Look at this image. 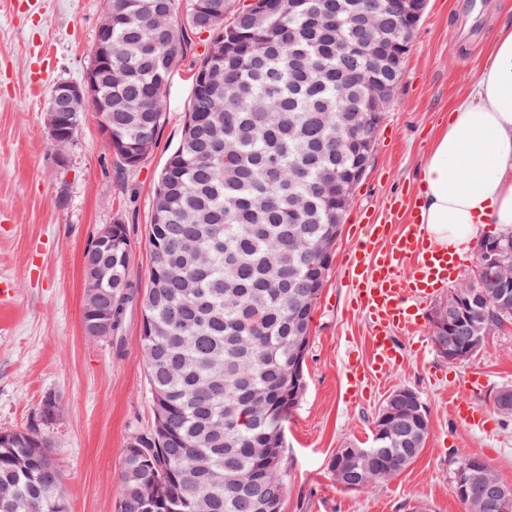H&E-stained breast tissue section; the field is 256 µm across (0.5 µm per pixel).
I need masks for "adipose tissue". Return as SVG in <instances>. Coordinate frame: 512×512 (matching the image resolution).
I'll list each match as a JSON object with an SVG mask.
<instances>
[{
  "label": "adipose tissue",
  "mask_w": 512,
  "mask_h": 512,
  "mask_svg": "<svg viewBox=\"0 0 512 512\" xmlns=\"http://www.w3.org/2000/svg\"><path fill=\"white\" fill-rule=\"evenodd\" d=\"M417 210L431 241L466 259L486 231L512 236V23L438 126L421 166Z\"/></svg>",
  "instance_id": "ef3b65f1"
}]
</instances>
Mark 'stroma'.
Listing matches in <instances>:
<instances>
[{
	"label": "stroma",
	"instance_id": "obj_1",
	"mask_svg": "<svg viewBox=\"0 0 512 512\" xmlns=\"http://www.w3.org/2000/svg\"><path fill=\"white\" fill-rule=\"evenodd\" d=\"M493 2L482 0L474 22L460 0H428L417 26L313 315L306 392L283 424L288 494L282 512H413L419 505L465 512L451 492L453 462L462 451L491 462L512 484V416L492 403L494 391L512 386V331L489 334L471 359L450 362L428 343L424 328V347L407 346L376 395L351 397L346 379L349 358L361 361L370 351L368 322L349 307L342 268L344 253L356 244L350 227L366 213L381 224L408 223L433 133L486 62ZM102 12L103 0H0V431L33 428L49 441L69 512H115L122 452L153 423L140 310L127 318L123 354L83 331L84 252L104 225H125L129 276L148 287L154 185L180 138L191 94L189 67L179 65L156 145L138 167L118 166L91 112L74 142L57 149L46 124L50 92L58 82L83 80ZM462 375L476 378L467 397L489 416L491 428L455 423L448 397ZM400 386L417 391L429 409L423 452L371 489L337 485L329 466L336 449L369 447L379 409ZM48 395L61 414L45 422L39 407Z\"/></svg>",
	"mask_w": 512,
	"mask_h": 512
}]
</instances>
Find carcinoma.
I'll return each instance as SVG.
<instances>
[{"label":"carcinoma","instance_id":"carcinoma-1","mask_svg":"<svg viewBox=\"0 0 512 512\" xmlns=\"http://www.w3.org/2000/svg\"><path fill=\"white\" fill-rule=\"evenodd\" d=\"M366 0H105L112 56L103 62L92 111L112 155L134 168L156 145L166 82L203 32L193 98L180 139L161 170L147 245L153 266L144 294L128 275L126 226L112 246L90 254L99 266L82 323L120 329L142 296L140 349L154 412L152 431L123 449L116 512H281L288 493L282 423L306 389L311 323L329 277L346 210L336 183L358 184L361 136L381 119L359 108L365 84L397 90L389 64L366 68L347 42ZM232 12L229 22L224 15ZM348 85L351 108L336 84ZM474 285L448 295L453 331L512 326V237L478 248ZM429 423L408 420L372 442L347 470L367 490L397 476L421 454ZM0 439V512H69L59 470L35 430ZM494 466L462 453L454 472ZM472 512H499L480 480Z\"/></svg>","mask_w":512,"mask_h":512}]
</instances>
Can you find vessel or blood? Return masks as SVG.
Segmentation results:
<instances>
[{"mask_svg": "<svg viewBox=\"0 0 512 512\" xmlns=\"http://www.w3.org/2000/svg\"><path fill=\"white\" fill-rule=\"evenodd\" d=\"M345 266L352 283L350 302L366 313L371 327L368 368L348 364V377L359 392L367 377L386 374L400 361L403 337L417 334L423 321L419 299L453 281L459 264L430 242L415 219L396 235L390 225H368Z\"/></svg>", "mask_w": 512, "mask_h": 512, "instance_id": "vessel-or-blood-1", "label": "vessel or blood"}]
</instances>
